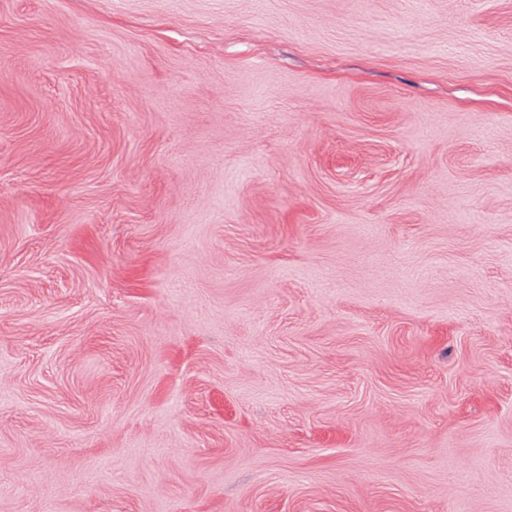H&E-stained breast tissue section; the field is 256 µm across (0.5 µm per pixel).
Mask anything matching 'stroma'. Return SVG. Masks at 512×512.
I'll use <instances>...</instances> for the list:
<instances>
[{"label":"stroma","mask_w":512,"mask_h":512,"mask_svg":"<svg viewBox=\"0 0 512 512\" xmlns=\"http://www.w3.org/2000/svg\"><path fill=\"white\" fill-rule=\"evenodd\" d=\"M0 512H512V0H0Z\"/></svg>","instance_id":"obj_1"}]
</instances>
